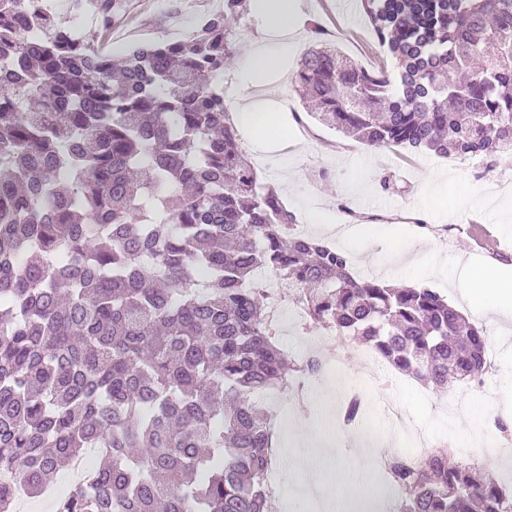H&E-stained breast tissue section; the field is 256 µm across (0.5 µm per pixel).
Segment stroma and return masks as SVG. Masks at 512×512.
Masks as SVG:
<instances>
[{
  "label": "stroma",
  "instance_id": "1",
  "mask_svg": "<svg viewBox=\"0 0 512 512\" xmlns=\"http://www.w3.org/2000/svg\"><path fill=\"white\" fill-rule=\"evenodd\" d=\"M210 5V0H122V18L107 30L111 39H104L107 31L96 21L86 23L81 35L95 44L107 40L109 54L119 56L143 40L186 33ZM300 11L303 24L293 37L294 51L281 56L264 86L246 91L253 109L276 114L281 132L293 139L285 148L245 143L255 170L264 183L276 188L294 215H313L308 235L345 252L357 275L434 288L486 335L500 340L497 372L488 381L494 397L489 400L478 395L472 403L483 417L481 433H488L498 417L512 423V312L471 308L462 294L457 264L464 256L473 262L512 267V159L484 173L473 160L396 147L374 148L319 124L295 90L300 45L323 39L367 68L386 65L389 59L377 44L360 0H300ZM242 24L236 64L225 79L234 91L241 89L239 63L247 52L272 49L277 44L257 12H250ZM433 248L442 256L434 269L421 263ZM362 351V346H355L345 366V380L334 389L329 402H322L314 386L302 395L280 398L272 408L277 442L273 464L279 472L285 512H314L317 502L307 494V461H288L283 439L295 428L314 440L326 437L330 412L341 410L358 378L365 374ZM448 399V394L441 392L435 402L419 400L402 382L389 394L373 393L354 430L334 433L341 452L335 462L327 464V471H335L357 455L351 439L355 433L384 434L393 454L402 452L416 429L429 435L434 451L466 447L468 432L458 425L455 414L440 408Z\"/></svg>",
  "mask_w": 512,
  "mask_h": 512
}]
</instances>
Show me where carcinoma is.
Masks as SVG:
<instances>
[{
    "mask_svg": "<svg viewBox=\"0 0 512 512\" xmlns=\"http://www.w3.org/2000/svg\"><path fill=\"white\" fill-rule=\"evenodd\" d=\"M249 2L114 58L0 0V512L89 448L55 512H274L256 394L318 365L271 335L262 272L306 323L427 387L486 372L483 330L444 296L354 276L260 183L223 81ZM361 2L395 69L311 44L312 116L371 147L512 158V0ZM98 13L109 28L116 0ZM361 415L348 398L344 424ZM384 473L398 512H512V490L443 453Z\"/></svg>",
    "mask_w": 512,
    "mask_h": 512,
    "instance_id": "obj_1",
    "label": "carcinoma"
}]
</instances>
